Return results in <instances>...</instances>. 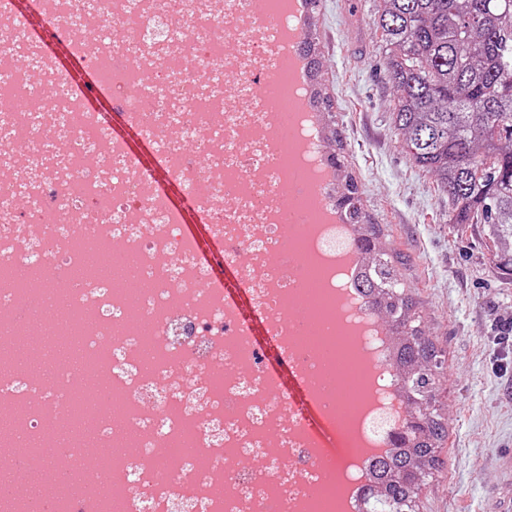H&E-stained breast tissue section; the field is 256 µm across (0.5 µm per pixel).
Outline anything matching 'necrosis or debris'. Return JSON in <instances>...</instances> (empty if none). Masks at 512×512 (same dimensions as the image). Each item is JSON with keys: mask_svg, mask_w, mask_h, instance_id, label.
<instances>
[{"mask_svg": "<svg viewBox=\"0 0 512 512\" xmlns=\"http://www.w3.org/2000/svg\"><path fill=\"white\" fill-rule=\"evenodd\" d=\"M283 16L282 0H0V98L17 103L0 108V263L31 272L25 288L0 280V337L44 287L67 288L72 323L95 318L86 372L127 396L140 436L94 496L56 484L50 512H350L347 488L369 483L360 449L334 454L291 405L285 367L323 429L341 422L387 450L406 422L385 326L357 295L336 304L351 227L323 221L321 191L288 180L264 89L288 56L268 37ZM59 50L85 80L68 81ZM105 59L112 76L96 80ZM108 124L138 130L151 162L106 138ZM170 185L189 191L211 248L189 235ZM114 248L137 256L148 284V363L122 287L66 279L82 252ZM77 382L65 365L49 385L17 369L0 374V403H20L17 428L51 445Z\"/></svg>", "mask_w": 512, "mask_h": 512, "instance_id": "1", "label": "necrosis or debris"}]
</instances>
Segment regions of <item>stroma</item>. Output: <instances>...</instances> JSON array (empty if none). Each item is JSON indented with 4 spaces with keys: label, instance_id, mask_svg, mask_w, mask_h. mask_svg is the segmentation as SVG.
Listing matches in <instances>:
<instances>
[{
    "label": "stroma",
    "instance_id": "obj_1",
    "mask_svg": "<svg viewBox=\"0 0 512 512\" xmlns=\"http://www.w3.org/2000/svg\"><path fill=\"white\" fill-rule=\"evenodd\" d=\"M383 0H320L308 16L319 90L342 133L352 176L400 279L444 355L438 399L448 426L441 464L416 512H502L512 502V276L496 272L477 228H449L448 198L402 152L390 118L394 92L374 39Z\"/></svg>",
    "mask_w": 512,
    "mask_h": 512
}]
</instances>
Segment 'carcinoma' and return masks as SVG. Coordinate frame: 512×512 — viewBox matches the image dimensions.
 I'll use <instances>...</instances> for the list:
<instances>
[{"mask_svg":"<svg viewBox=\"0 0 512 512\" xmlns=\"http://www.w3.org/2000/svg\"><path fill=\"white\" fill-rule=\"evenodd\" d=\"M376 32L396 92L391 119L411 162L448 196V222L483 229L491 262L512 275V0H383ZM361 254L357 289L392 341L410 429L372 465L360 512L409 507L414 470L433 466L448 430L434 408L441 372L425 321L396 291L398 269L364 223L358 188L335 200Z\"/></svg>","mask_w":512,"mask_h":512,"instance_id":"cac0c4a2","label":"carcinoma"}]
</instances>
